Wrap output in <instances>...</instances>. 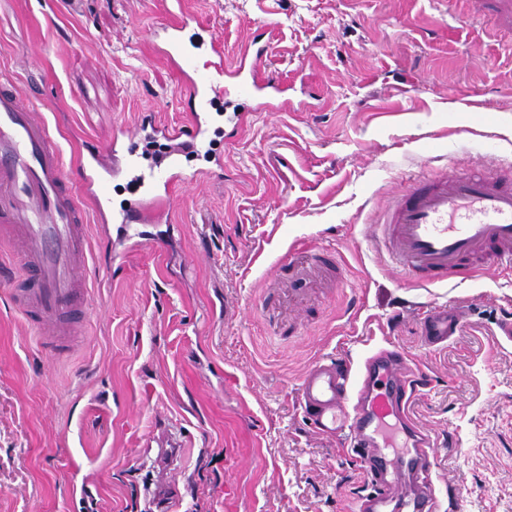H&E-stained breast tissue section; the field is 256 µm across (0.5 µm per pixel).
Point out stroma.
Segmentation results:
<instances>
[{
    "mask_svg": "<svg viewBox=\"0 0 512 512\" xmlns=\"http://www.w3.org/2000/svg\"><path fill=\"white\" fill-rule=\"evenodd\" d=\"M233 61L263 32L256 65L292 111L255 112L221 147L206 186H176L166 245L94 278L82 336L49 359L15 307L20 279L0 242V512H78L71 473L99 512H151L166 426L179 444L181 512H351L370 486L353 449L319 436L297 406L309 367L402 351L430 378L409 413L437 445L441 512H512V268L420 286L369 234L411 179L459 163L512 166V36L455 0H0V75L40 108L73 164L143 114L180 126L178 72L149 36L175 6ZM37 48L34 67L18 64ZM324 247L340 286L289 305L274 271ZM461 310L447 346L421 314Z\"/></svg>",
    "mask_w": 512,
    "mask_h": 512,
    "instance_id": "35a3bbf8",
    "label": "stroma"
}]
</instances>
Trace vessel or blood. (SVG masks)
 I'll list each match as a JSON object with an SVG mask.
<instances>
[{
	"label": "vessel or blood",
	"instance_id": "vessel-or-blood-1",
	"mask_svg": "<svg viewBox=\"0 0 512 512\" xmlns=\"http://www.w3.org/2000/svg\"><path fill=\"white\" fill-rule=\"evenodd\" d=\"M199 26L194 14L183 12L174 23L154 31L161 51L183 76L192 104L187 123L161 127L144 116L136 127H121L107 148L89 149L72 171L43 113L23 104L20 93L0 80V239L8 242L18 270L26 275L15 294L16 305L39 330L40 343L53 358L70 352L89 297L85 202H92L98 213H109L110 180L131 181L136 194L121 211L111 213L115 234L106 240L113 262H122L144 244L142 225L166 223L175 182L198 183L222 169L218 156L212 167L187 176L175 160L178 152L207 139V114L217 99L254 112L287 104L283 88L263 79L247 62L265 52L257 39L245 57L225 66L226 82L216 87L213 73L200 69L199 54L223 56L221 40L199 39L194 53L184 47L185 32ZM146 132L168 142L171 158L143 170L137 154ZM371 231L393 269L420 285L471 276L481 262L511 266L512 169L455 168L415 180L391 195L381 223ZM285 268L292 284L326 275L338 283L343 280L335 253L323 248L288 260ZM458 322L457 311H427L421 319L425 346L447 343ZM428 382L424 371L408 369L394 350L376 353L360 368L339 355L315 363L304 375L298 402L308 420L326 437L349 433L359 450L372 491L360 499L356 512H384L396 497L406 500L410 512H436L430 496H409L402 486L406 479L426 484L433 479L434 442L407 413L411 394Z\"/></svg>",
	"mask_w": 512,
	"mask_h": 512
}]
</instances>
